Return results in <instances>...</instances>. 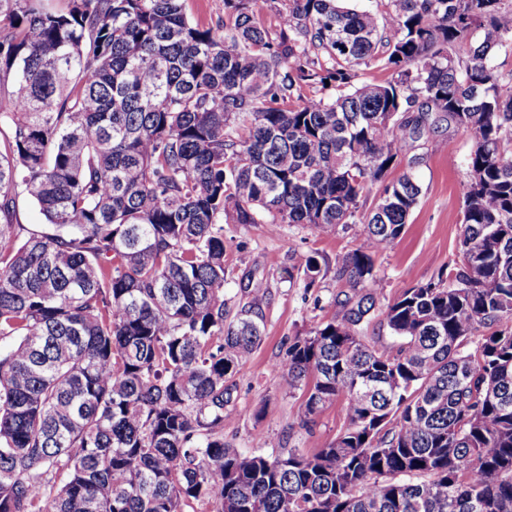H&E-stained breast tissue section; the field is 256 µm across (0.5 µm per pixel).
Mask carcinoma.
<instances>
[{"label":"carcinoma","instance_id":"1","mask_svg":"<svg viewBox=\"0 0 512 512\" xmlns=\"http://www.w3.org/2000/svg\"><path fill=\"white\" fill-rule=\"evenodd\" d=\"M185 2L0 0V512H512V4L276 0L274 36L258 0L208 27ZM444 118L471 142L459 256L385 306L381 351L374 255L422 193L386 176ZM267 220L360 241L281 363L301 428L342 404L312 454L224 443L265 332L255 300L227 321L224 225ZM17 219L19 224H24L28 228L35 229L48 227L44 217L25 196H21L19 198Z\"/></svg>","mask_w":512,"mask_h":512}]
</instances>
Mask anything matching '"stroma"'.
I'll return each instance as SVG.
<instances>
[{"mask_svg": "<svg viewBox=\"0 0 512 512\" xmlns=\"http://www.w3.org/2000/svg\"><path fill=\"white\" fill-rule=\"evenodd\" d=\"M467 135L447 124L424 134L413 153L418 164L401 162L412 171L422 194L405 231L374 257L382 280L378 306H386L406 288L447 274L458 251L463 195L467 177L460 164L468 153ZM350 234H313L294 224H228L224 227L226 298L231 311L258 301L265 323L262 343L239 367L237 399L224 419V441L241 451L267 450L270 443L315 452L335 438L343 424L340 404L327 406L310 429L299 426L301 392L280 387L279 364L288 339L308 333L333 316L336 296L346 283L336 279V261L357 248ZM321 268L314 287H306L308 257Z\"/></svg>", "mask_w": 512, "mask_h": 512, "instance_id": "35a3bbf8", "label": "stroma"}]
</instances>
